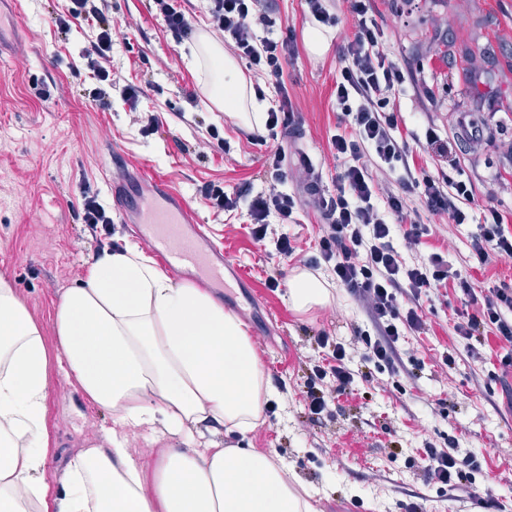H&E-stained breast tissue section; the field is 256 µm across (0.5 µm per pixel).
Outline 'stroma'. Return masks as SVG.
<instances>
[{
    "label": "stroma",
    "instance_id": "1",
    "mask_svg": "<svg viewBox=\"0 0 512 512\" xmlns=\"http://www.w3.org/2000/svg\"><path fill=\"white\" fill-rule=\"evenodd\" d=\"M271 2V31L294 40L283 80L296 120L274 134L245 128L210 102L209 70L194 61L192 40L175 43L151 0H108L114 36L103 64L114 86L107 109L89 99L93 81L81 60L95 38L93 25L76 19L68 34H58L53 18L66 13L69 0H20L25 34L14 53L0 60V276L41 324L46 344H53L59 298L85 280L90 255L137 242L130 225L115 223L94 232L83 224L84 195L112 208L108 180L114 166L150 169L200 213L212 240L239 261L268 310L263 319L252 320L241 298L233 313L278 396L265 404L252 431L226 432L225 447L283 458L297 490L314 493L319 512H402V505L420 502L425 494L433 512H483L473 505L471 488L437 493L424 472L423 446L444 450L456 439L458 454L478 455L493 495L512 498V368L501 365L503 343L494 334L478 342L456 332L468 308L459 282H469L477 295L487 294L512 281V259L494 255L479 265L471 249L481 232L477 221L448 223L424 212L419 192L406 194L408 206L420 210L431 233L420 246L400 244V251L410 262L442 253L458 278L422 297L424 330L406 331L398 343L403 362H420L421 370L415 377L403 372L395 379L385 373L355 378L345 391L330 394L324 412L308 411L305 391L312 369L327 356L316 343L318 334L344 343L347 364L355 370L363 363L361 334L372 329L365 307L340 286H333L327 304L307 313L286 300L289 279L303 271L321 234L318 213L293 173L310 160L324 189L334 188L341 168L332 147L338 131L334 90L342 47L356 20L347 0H332V27L309 16L304 0ZM369 2L387 34L384 50L404 70L402 134L421 137L431 127L442 137H454L457 111L479 91L510 105L500 119L485 118L481 145L461 148L459 157L479 202L512 212V164L503 151L512 143V0ZM478 52L487 53L489 62L482 83L474 87L465 68ZM33 78L50 86L51 99L31 94ZM127 86L136 89L139 110L156 115L153 133L142 132L122 95ZM214 130L225 148L212 144ZM278 150L285 154L284 188L300 208L295 223L272 219L268 236L288 234L294 248L289 259L253 240L245 211H214L199 195L210 182L229 192L246 183L257 192L267 188L275 180L267 159ZM275 271L279 285L272 288L267 277ZM448 353L455 365L444 364ZM46 425L45 474L57 486L68 461L101 443L113 420L77 384L59 378L47 399Z\"/></svg>",
    "mask_w": 512,
    "mask_h": 512
}]
</instances>
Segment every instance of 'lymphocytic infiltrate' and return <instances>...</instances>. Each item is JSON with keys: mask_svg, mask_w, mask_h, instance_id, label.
<instances>
[{"mask_svg": "<svg viewBox=\"0 0 512 512\" xmlns=\"http://www.w3.org/2000/svg\"><path fill=\"white\" fill-rule=\"evenodd\" d=\"M258 0H207L210 27L224 37L234 55L244 60L249 71L279 83L283 62L293 51L290 37H260L256 26H271L269 17L258 14ZM356 17V31L343 47L344 65L336 81L335 97L341 133L334 135L332 145L346 165L335 180V190L325 193L321 179L313 167H306L305 179L322 220L318 254L307 260L309 268L330 267L337 282L367 309L376 328L372 337H364L365 361L377 371L393 369L395 345L404 330L421 331L425 322L416 308H402L401 296L419 300L430 288L456 278L457 273L442 254H431L423 262H407L396 248V238L419 244L428 234L427 225L409 214L404 197L385 190L374 178V171L398 174L400 183L419 190L428 211L447 217L449 223L462 224L469 209L478 206L470 180L450 175L439 177L426 170L412 169L410 157L422 151L439 162L456 166L453 144L434 128H427L418 146L398 135L396 94L404 82L398 62L382 50L384 29L369 13L367 0H350ZM82 18L94 22L97 31L91 49L83 55L84 65L97 82L90 96L99 107L110 105L112 78L101 61L112 50V23L103 13V0H70L67 13L55 19L59 31L70 28L71 20ZM280 99L267 112L266 125L276 128L294 120L287 88L280 85ZM200 193L208 207L224 212L246 209L249 232L259 242L268 234L270 216H278L288 224L298 206L296 197L278 185L259 193L240 188L226 192L222 185L207 184ZM481 207V206H478ZM484 229L472 241V252L486 261L489 252L512 255L511 217L491 206H483ZM495 328L497 337L512 345V286L491 289L472 313L466 314L456 327L465 339H482L486 328ZM321 346L331 347L332 366H315V385L306 392L311 413L327 407L326 393L319 381L332 379L338 389H346L353 374L345 364L342 343L331 342L328 335L318 338ZM424 470L437 488L452 484H474L482 467L476 455L455 457L429 447L425 450Z\"/></svg>", "mask_w": 512, "mask_h": 512, "instance_id": "lymphocytic-infiltrate-1", "label": "lymphocytic infiltrate"}]
</instances>
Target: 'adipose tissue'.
Here are the masks:
<instances>
[{
  "label": "adipose tissue",
  "mask_w": 512,
  "mask_h": 512,
  "mask_svg": "<svg viewBox=\"0 0 512 512\" xmlns=\"http://www.w3.org/2000/svg\"><path fill=\"white\" fill-rule=\"evenodd\" d=\"M194 55L219 83L213 104L262 127L267 102L223 46L199 34ZM89 274L56 307L55 352L9 281L0 277V512H315L278 456L224 448L218 427H255L277 396L239 319L211 293L173 282L135 245L92 255ZM323 275L301 272L286 300L297 311L328 303ZM111 412L119 431L73 457L61 491L44 478L51 370ZM166 446L152 471L128 448L126 428Z\"/></svg>",
  "instance_id": "ef3b65f1"
}]
</instances>
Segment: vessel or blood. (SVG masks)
Instances as JSON below:
<instances>
[{
  "label": "vessel or blood",
  "mask_w": 512,
  "mask_h": 512,
  "mask_svg": "<svg viewBox=\"0 0 512 512\" xmlns=\"http://www.w3.org/2000/svg\"><path fill=\"white\" fill-rule=\"evenodd\" d=\"M21 29L18 0H0V57L18 40ZM110 188L122 223L133 225L167 268L191 271L226 295L234 285L245 283L244 270L223 249L201 247L206 226L167 179L141 169L119 170Z\"/></svg>",
  "instance_id": "obj_1"
}]
</instances>
